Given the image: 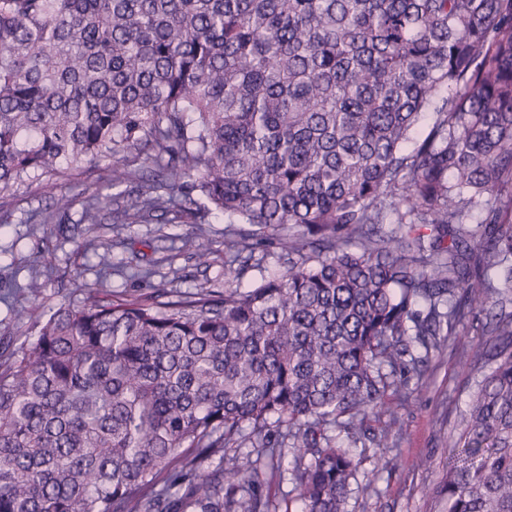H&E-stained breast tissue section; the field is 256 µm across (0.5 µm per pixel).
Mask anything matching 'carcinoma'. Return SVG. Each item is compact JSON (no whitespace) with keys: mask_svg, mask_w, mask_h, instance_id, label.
Here are the masks:
<instances>
[{"mask_svg":"<svg viewBox=\"0 0 512 512\" xmlns=\"http://www.w3.org/2000/svg\"><path fill=\"white\" fill-rule=\"evenodd\" d=\"M132 149L106 187L134 202L80 223L222 216L224 288L20 308L0 512H231L226 488L269 512L287 454L296 512H344L330 429L366 435L441 324L512 304V0H0V194ZM270 235L284 270L244 284ZM490 334L446 512H512V312Z\"/></svg>","mask_w":512,"mask_h":512,"instance_id":"1","label":"carcinoma"}]
</instances>
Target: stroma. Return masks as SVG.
<instances>
[{
    "label": "stroma",
    "instance_id": "stroma-1",
    "mask_svg": "<svg viewBox=\"0 0 512 512\" xmlns=\"http://www.w3.org/2000/svg\"><path fill=\"white\" fill-rule=\"evenodd\" d=\"M111 164L106 158L92 168L75 165L0 197V344L17 345L28 338L29 323L17 319L5 297L14 284H26L33 276L44 285L42 304L47 309L65 297L81 301L91 289L118 297L150 293L148 283L118 274L116 267L145 265L158 257L163 260L161 276L179 291L223 287L228 259L223 219L172 211L147 224H116L107 208L100 224L91 227L80 223L75 207L64 222H45L58 197L84 198L103 191ZM87 239L108 246L112 268H103L94 251L84 250ZM195 239L210 250L206 263H199L193 249L184 246ZM486 322V313L475 311L468 321L453 326L451 335L440 338L420 372H403L408 402L396 407L394 415L368 420L372 435L389 428V449L376 448L370 438L354 442L337 433V445L359 463L345 512H445L443 502L428 497L427 491L446 477L459 423L481 378L461 349L492 346Z\"/></svg>",
    "mask_w": 512,
    "mask_h": 512
}]
</instances>
